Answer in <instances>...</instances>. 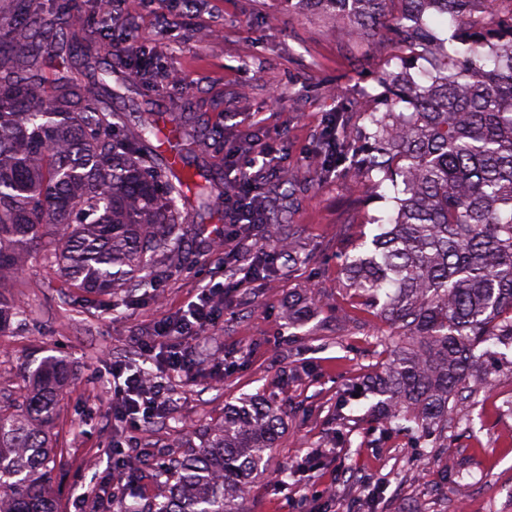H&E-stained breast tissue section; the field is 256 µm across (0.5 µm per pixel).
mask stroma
<instances>
[{
	"label": "stroma",
	"mask_w": 512,
	"mask_h": 512,
	"mask_svg": "<svg viewBox=\"0 0 512 512\" xmlns=\"http://www.w3.org/2000/svg\"><path fill=\"white\" fill-rule=\"evenodd\" d=\"M111 14L97 49L112 59L113 111L131 129L140 113L178 106L223 128L219 145L196 154L218 178L241 136L278 148L279 172L255 184L288 207L292 247L306 261L292 268L281 258L270 273L245 274L255 237L225 222L219 187L209 214L188 218L205 224L219 248L193 243L156 290L85 297L67 291L53 266L31 260L11 288L27 324L0 335V401L13 398L32 360L67 363L54 429L65 462L53 483L58 512H87L81 493H111L120 445L131 439L142 455L126 495L154 500L156 463L198 447L199 429L223 420L226 404L262 390L276 393L288 425L271 451L275 477L254 481L244 512H512V353L493 385L478 387L474 406L449 413L443 447H416L412 433L380 423L368 383L388 358L377 338L391 327L343 288L339 255L341 230H363L349 199L358 175L346 164L325 177L308 166L328 117L352 111L358 89L375 88L389 48L352 42L288 0H112ZM131 46L149 51L154 72L177 71L182 88L133 78L140 61ZM283 170L295 180L289 198ZM212 286L227 287L224 304L193 339L191 367L167 378V411L135 426L113 421V366L152 368L166 353L151 343L157 327ZM297 302L312 311L292 326L288 309Z\"/></svg>",
	"instance_id": "obj_1"
}]
</instances>
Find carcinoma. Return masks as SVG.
<instances>
[{"instance_id":"obj_1","label":"carcinoma","mask_w":512,"mask_h":512,"mask_svg":"<svg viewBox=\"0 0 512 512\" xmlns=\"http://www.w3.org/2000/svg\"><path fill=\"white\" fill-rule=\"evenodd\" d=\"M512 0H303L347 22L365 40L380 29L397 53L381 91H362L366 124L328 119L312 166L352 159L369 198L391 203L372 215L344 252L345 286L390 323L389 349L375 393L387 422L425 434L448 427L474 376L490 381L491 347L512 348ZM92 22L66 0H12L0 24V284L40 254L69 287L108 293L153 288L182 259L183 208L206 209L209 171L190 157L224 132L200 128L191 113L163 134L151 115L119 133L112 94L96 77L98 52L83 44ZM83 51L80 66L48 70L51 56ZM428 57L412 71L406 54ZM154 138L157 144L150 143ZM274 250L297 263L279 232ZM25 310L0 292V329ZM67 370L45 358L26 392L0 406V512H57L52 426ZM286 422L265 396L224 408L202 445L156 471L164 493L117 512H240L266 474L265 456Z\"/></svg>"}]
</instances>
